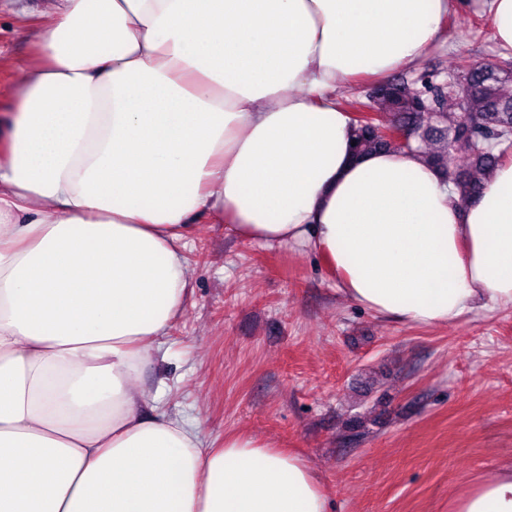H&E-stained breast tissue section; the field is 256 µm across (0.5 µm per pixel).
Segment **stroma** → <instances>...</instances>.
Here are the masks:
<instances>
[{
    "mask_svg": "<svg viewBox=\"0 0 512 512\" xmlns=\"http://www.w3.org/2000/svg\"><path fill=\"white\" fill-rule=\"evenodd\" d=\"M51 0H0V114ZM489 12L448 16L447 40L398 75L445 85L462 61L505 64ZM191 291L146 381L208 439L243 433L293 449L332 512H448L512 464V305L433 326L358 307L318 256L245 243L191 219Z\"/></svg>",
    "mask_w": 512,
    "mask_h": 512,
    "instance_id": "obj_1",
    "label": "stroma"
}]
</instances>
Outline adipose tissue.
I'll return each instance as SVG.
<instances>
[{
  "instance_id": "1",
  "label": "adipose tissue",
  "mask_w": 512,
  "mask_h": 512,
  "mask_svg": "<svg viewBox=\"0 0 512 512\" xmlns=\"http://www.w3.org/2000/svg\"><path fill=\"white\" fill-rule=\"evenodd\" d=\"M461 0H59L0 127V512H329L298 453L207 440L147 367L185 230L320 256L408 325L512 303V160L462 202L352 156L336 88L416 65ZM448 512H512V465Z\"/></svg>"
}]
</instances>
